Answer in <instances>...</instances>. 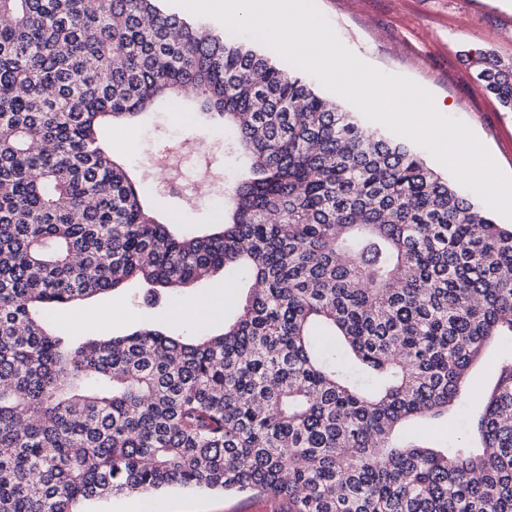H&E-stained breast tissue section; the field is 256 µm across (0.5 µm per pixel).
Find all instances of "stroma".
Returning <instances> with one entry per match:
<instances>
[{
	"mask_svg": "<svg viewBox=\"0 0 512 512\" xmlns=\"http://www.w3.org/2000/svg\"><path fill=\"white\" fill-rule=\"evenodd\" d=\"M342 42L363 60L391 74L419 83L434 95L440 113L464 121L487 147L506 174L512 175V112L503 111L496 99L475 78L465 61L472 49L493 53L512 64V0H316ZM192 107L189 96L161 104L136 125L138 134L132 152H124V128L112 126L103 133L112 145L114 159L134 167L142 181L155 179L165 158L175 150L174 130H181L191 146L212 153L232 169L235 153L230 136L219 137L214 126L188 121ZM144 194L159 215L176 219L185 230L216 223L220 207L205 196L186 198L166 188L148 187ZM243 284L217 275L199 285L169 293L159 305L145 302L137 286L110 295L55 310L50 316L53 330L77 339L86 336L87 325L96 322L101 311L119 302L121 314L106 328L123 334L153 322L166 324L187 334H206L232 318L245 300ZM210 299L211 310L202 312L195 325H187L173 309L183 299ZM490 351L470 374L471 397L452 410L447 421L438 424L417 422L409 436L416 441L447 444L454 439H473V423L484 395L495 383ZM157 512H249L261 505L265 512H288L285 501L263 496L225 493L219 490L168 487L155 495Z\"/></svg>",
	"mask_w": 512,
	"mask_h": 512,
	"instance_id": "obj_1",
	"label": "stroma"
}]
</instances>
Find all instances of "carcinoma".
Wrapping results in <instances>:
<instances>
[{
	"label": "carcinoma",
	"instance_id": "cac0c4a2",
	"mask_svg": "<svg viewBox=\"0 0 512 512\" xmlns=\"http://www.w3.org/2000/svg\"><path fill=\"white\" fill-rule=\"evenodd\" d=\"M0 512L173 484L288 512H512V356L482 447L405 435L512 340V226L300 75L160 0H0ZM512 112V65L465 54ZM188 88L247 171L224 223L177 236L102 147ZM251 279L212 336L72 345L47 314L121 289Z\"/></svg>",
	"mask_w": 512,
	"mask_h": 512
}]
</instances>
